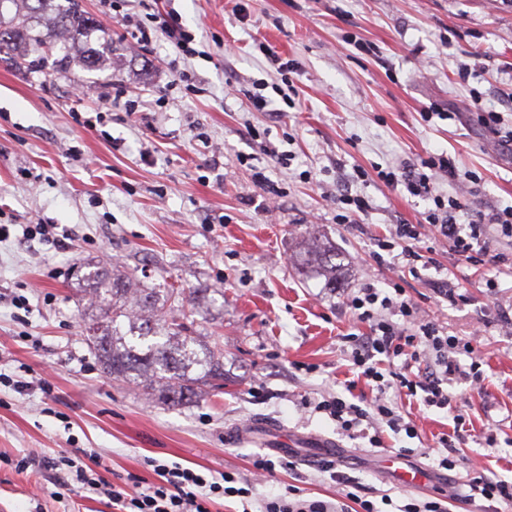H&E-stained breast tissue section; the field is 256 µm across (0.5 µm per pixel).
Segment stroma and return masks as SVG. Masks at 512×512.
<instances>
[{
    "mask_svg": "<svg viewBox=\"0 0 512 512\" xmlns=\"http://www.w3.org/2000/svg\"><path fill=\"white\" fill-rule=\"evenodd\" d=\"M174 8L195 36L198 57L182 59L164 38L137 43L121 17L94 32L111 42L113 69L59 70L54 61L18 69L0 62V372L27 382L0 385V453L55 457L95 448L107 479L154 474L144 463L179 462L200 472L252 476L256 454L277 467L256 482L249 504L217 499L213 512H258L263 498L301 488L334 500L338 486L319 472L306 438L333 442L343 470L398 512L410 494L382 466L381 450L339 434L308 400L344 394L354 374L340 338L354 325L343 301L359 287L376 236L417 223L426 203L389 187L374 168L393 167L444 150L461 178H474L470 201L512 206V153L466 109L471 94L512 128V0H126L140 16ZM269 42L293 60L294 107L273 89L281 76L258 48ZM202 81L186 91L181 74ZM278 117L256 111V81ZM429 105L447 119L424 122ZM104 119L88 126L87 118ZM288 152L281 166L274 151ZM366 181H353L355 168ZM269 179L256 183V172ZM369 200L361 225L336 221L345 181ZM26 224L53 225L52 239L29 242ZM332 244L341 259L335 287L308 273L299 253L309 236ZM120 265L149 285L206 288L207 309L190 317L192 335L224 352V389L172 406L102 373L88 347L89 314L72 280L85 259ZM439 268L406 277L400 264L377 274L379 287L402 281L424 319L449 335L482 324L477 355L483 390H451L469 421L450 480L466 502L476 469L512 480V276L498 278L489 305L481 270L438 243ZM460 285L451 302L434 288L442 275ZM30 311L18 316L13 296ZM48 380L50 393L37 387ZM260 386V396L250 389ZM419 435L385 432L391 452L426 470L450 413L400 399ZM495 447H487V434ZM293 447V469L280 468L272 442ZM55 474L0 467V512H113L110 501L74 488L54 498Z\"/></svg>",
    "mask_w": 512,
    "mask_h": 512,
    "instance_id": "stroma-1",
    "label": "stroma"
}]
</instances>
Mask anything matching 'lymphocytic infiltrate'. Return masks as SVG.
I'll return each instance as SVG.
<instances>
[{"label":"lymphocytic infiltrate","mask_w":512,"mask_h":512,"mask_svg":"<svg viewBox=\"0 0 512 512\" xmlns=\"http://www.w3.org/2000/svg\"><path fill=\"white\" fill-rule=\"evenodd\" d=\"M139 43L147 44L155 37H163L179 54L194 55L193 35L178 21L175 11L150 14L148 21L129 19ZM378 179L390 186H403L409 196L430 201L431 206L421 215L417 224H399L388 235L377 241L378 251L372 256L375 264H382L385 254L398 252L410 274H417L419 266L432 264V240L447 242L450 250L472 266H491L494 274L485 281L488 290L498 286L497 274L512 271V251H491V242H512V207L483 211L469 206L465 194L445 198L436 195L437 180L459 179L454 160L447 153H432L420 163L403 169L378 170ZM429 233H422V226ZM355 326L354 332L342 335L348 360L357 377L376 388L371 403L361 406L340 396H328L315 405L336 423L337 431L368 440L371 447L384 445V430L405 432L414 438L418 429L414 421L405 419L385 398L392 389L409 397H419L426 407L450 409L455 413L452 433L441 434L437 465L450 471L456 466V440L466 432V417L458 413L457 397L449 391L450 383L464 381L473 387L482 382L481 364L474 358L472 340L444 334L434 320L420 318L418 307L407 296L405 288L394 285L392 293H383L374 279H366L360 288L348 294L344 302ZM426 361L425 371L413 372V363ZM101 455L95 450H82L81 454L42 461L44 468L63 469L64 479L58 482L60 494H68L76 485L105 495L118 512H212L217 497L252 496L254 478L273 473L275 463L265 455L253 460L254 477L246 479L233 472H224L211 479L195 469L174 462L159 463L147 459L152 467L154 482L148 483L135 473L127 474L116 482H107L98 467ZM320 472L329 474L341 490L337 502L306 499L292 492L265 500L261 512H348L347 503H354L358 512H379L369 491L337 471L331 459L317 463Z\"/></svg>","instance_id":"obj_1"}]
</instances>
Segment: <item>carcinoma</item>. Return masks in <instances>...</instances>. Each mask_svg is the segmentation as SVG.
I'll use <instances>...</instances> for the list:
<instances>
[{
  "instance_id": "cac0c4a2",
  "label": "carcinoma",
  "mask_w": 512,
  "mask_h": 512,
  "mask_svg": "<svg viewBox=\"0 0 512 512\" xmlns=\"http://www.w3.org/2000/svg\"><path fill=\"white\" fill-rule=\"evenodd\" d=\"M95 30L79 0H0V61L32 66L56 49L65 60L77 51L92 71L112 59V43L90 46ZM304 255L316 275L336 279L333 248L310 236ZM76 280L93 312L87 339L105 374L173 405L224 388L223 354L189 334L175 315V307H184V292L170 288L161 299L135 276L94 261L77 266Z\"/></svg>"
}]
</instances>
